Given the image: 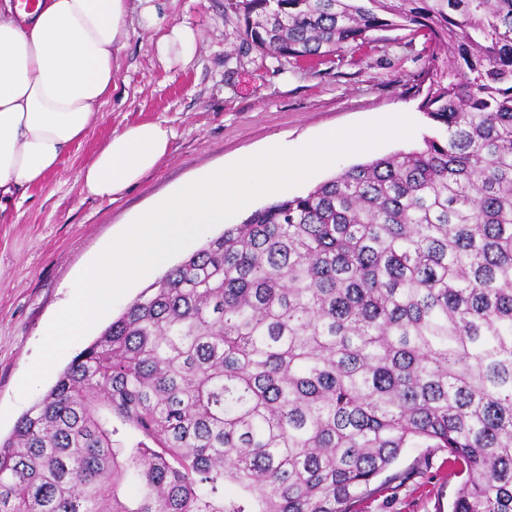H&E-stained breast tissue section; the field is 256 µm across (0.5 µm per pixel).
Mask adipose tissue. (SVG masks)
Wrapping results in <instances>:
<instances>
[{"label": "adipose tissue", "instance_id": "obj_1", "mask_svg": "<svg viewBox=\"0 0 512 512\" xmlns=\"http://www.w3.org/2000/svg\"><path fill=\"white\" fill-rule=\"evenodd\" d=\"M137 13L157 32V51L190 63L194 31L159 33L154 0H39L25 13L0 0V194L41 183L86 133L106 104L117 55ZM171 129L147 121L114 132L82 171V189L97 197L127 190L166 156Z\"/></svg>", "mask_w": 512, "mask_h": 512}]
</instances>
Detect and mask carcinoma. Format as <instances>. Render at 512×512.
<instances>
[{"mask_svg": "<svg viewBox=\"0 0 512 512\" xmlns=\"http://www.w3.org/2000/svg\"><path fill=\"white\" fill-rule=\"evenodd\" d=\"M325 62L416 26L424 147L274 200L146 288L0 440V512H358L405 448L512 512V0H226Z\"/></svg>", "mask_w": 512, "mask_h": 512, "instance_id": "cac0c4a2", "label": "carcinoma"}]
</instances>
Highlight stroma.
Here are the masks:
<instances>
[{"label": "stroma", "instance_id": "1", "mask_svg": "<svg viewBox=\"0 0 512 512\" xmlns=\"http://www.w3.org/2000/svg\"><path fill=\"white\" fill-rule=\"evenodd\" d=\"M157 7L163 27L196 32L193 61L161 60L154 39L128 17L112 95L87 136L0 213V437L33 403L20 397L19 384L75 279L156 197L244 155L277 145L295 149L331 128L399 112L416 123L410 139L343 157L284 191L303 195L352 165L421 147L436 132L420 109L432 53L424 31H391L333 61L296 65L243 47L240 23L225 13L224 0H157ZM145 121L173 130L168 155L117 198L83 192L80 172L112 132ZM446 458L442 450L404 449L392 467L398 480L363 512H449L461 480L450 475Z\"/></svg>", "mask_w": 512, "mask_h": 512}]
</instances>
